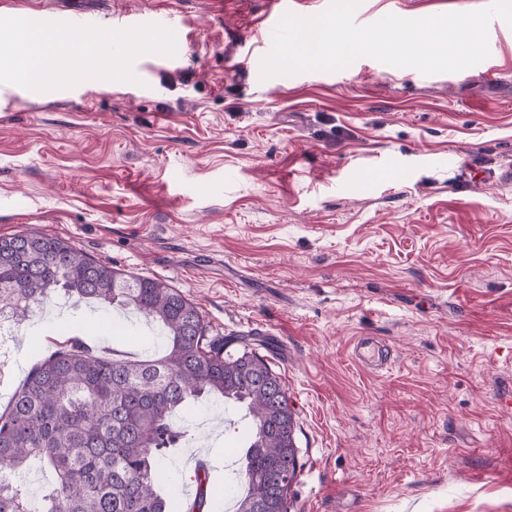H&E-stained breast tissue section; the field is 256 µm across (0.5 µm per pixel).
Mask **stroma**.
<instances>
[{"label":"stroma","mask_w":512,"mask_h":512,"mask_svg":"<svg viewBox=\"0 0 512 512\" xmlns=\"http://www.w3.org/2000/svg\"><path fill=\"white\" fill-rule=\"evenodd\" d=\"M266 0H0L17 27L127 35L124 82L32 93L0 83V235L61 237L193 300L212 333L251 342L288 390L300 473L288 512H512V27L479 67L425 76L371 58L261 79ZM361 0L366 25L455 12ZM183 15L170 46L137 18ZM52 307L0 345V406L52 340L160 354L139 319ZM391 352L377 373L355 339ZM211 399L163 461L173 492Z\"/></svg>","instance_id":"obj_1"}]
</instances>
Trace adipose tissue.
I'll use <instances>...</instances> for the list:
<instances>
[{
    "label": "adipose tissue",
    "mask_w": 512,
    "mask_h": 512,
    "mask_svg": "<svg viewBox=\"0 0 512 512\" xmlns=\"http://www.w3.org/2000/svg\"><path fill=\"white\" fill-rule=\"evenodd\" d=\"M113 37L88 43L67 29L29 26L16 38L19 66L10 69L6 81L40 91L44 86L78 80L88 64L97 65L102 76L113 83L123 82L127 73L112 58Z\"/></svg>",
    "instance_id": "1"
}]
</instances>
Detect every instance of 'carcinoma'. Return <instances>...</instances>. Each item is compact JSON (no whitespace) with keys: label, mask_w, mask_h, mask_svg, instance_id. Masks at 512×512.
Wrapping results in <instances>:
<instances>
[{"label":"carcinoma","mask_w":512,"mask_h":512,"mask_svg":"<svg viewBox=\"0 0 512 512\" xmlns=\"http://www.w3.org/2000/svg\"><path fill=\"white\" fill-rule=\"evenodd\" d=\"M143 317L164 337L161 356L139 359L78 337L53 343L0 410V512H175L161 493L160 460L185 436L192 401L220 398L248 411L251 428L231 490L236 512H288L300 471L293 412L281 377L249 345L210 334L198 306L166 282L104 263L65 239L0 236V320L19 326L71 300ZM37 464L57 481L31 507L21 472ZM191 512L211 506L208 469Z\"/></svg>","instance_id":"carcinoma-1"}]
</instances>
